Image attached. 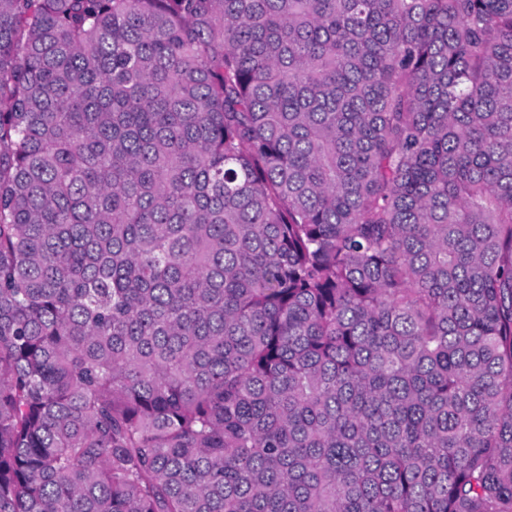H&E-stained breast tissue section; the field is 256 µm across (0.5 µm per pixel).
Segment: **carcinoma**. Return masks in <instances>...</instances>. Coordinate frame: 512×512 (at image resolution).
<instances>
[{"label":"carcinoma","mask_w":512,"mask_h":512,"mask_svg":"<svg viewBox=\"0 0 512 512\" xmlns=\"http://www.w3.org/2000/svg\"><path fill=\"white\" fill-rule=\"evenodd\" d=\"M0 512H512V0H0Z\"/></svg>","instance_id":"cac0c4a2"}]
</instances>
